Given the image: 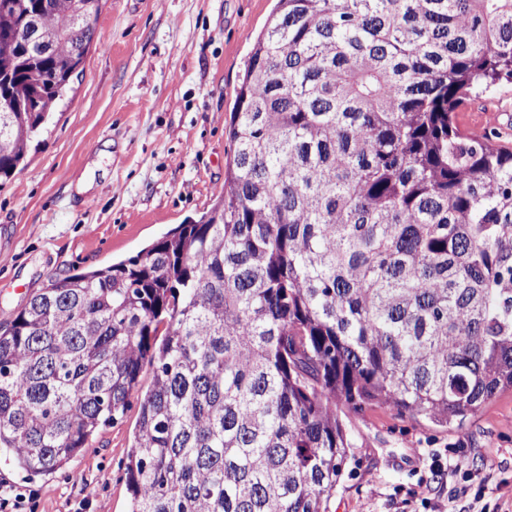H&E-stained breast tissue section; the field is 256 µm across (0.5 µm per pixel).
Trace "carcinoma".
Listing matches in <instances>:
<instances>
[{"mask_svg":"<svg viewBox=\"0 0 512 512\" xmlns=\"http://www.w3.org/2000/svg\"><path fill=\"white\" fill-rule=\"evenodd\" d=\"M72 2L0 0L1 181L97 37ZM507 84L512 0H277L213 207L0 329V451L53 474L136 404L130 512H328L344 414L463 430L512 390V147L458 112Z\"/></svg>","mask_w":512,"mask_h":512,"instance_id":"carcinoma-1","label":"carcinoma"}]
</instances>
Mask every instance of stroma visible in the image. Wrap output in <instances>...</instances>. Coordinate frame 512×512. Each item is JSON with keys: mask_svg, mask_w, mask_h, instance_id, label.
Returning a JSON list of instances; mask_svg holds the SVG:
<instances>
[{"mask_svg": "<svg viewBox=\"0 0 512 512\" xmlns=\"http://www.w3.org/2000/svg\"><path fill=\"white\" fill-rule=\"evenodd\" d=\"M275 0H104L84 69L29 153L0 185V324L49 280L136 254L199 219L224 187L226 125L256 35ZM499 116L512 135V86L471 98L469 127ZM138 420L97 433L66 471L31 479L0 464V483L30 494L34 512H129L124 462ZM354 442L329 512H461L451 472L429 456L456 448L489 508L512 512V390L464 431L416 422L390 407L350 416Z\"/></svg>", "mask_w": 512, "mask_h": 512, "instance_id": "35a3bbf8", "label": "stroma"}]
</instances>
